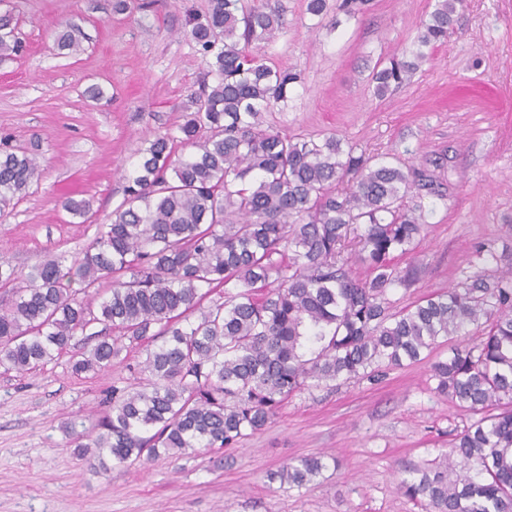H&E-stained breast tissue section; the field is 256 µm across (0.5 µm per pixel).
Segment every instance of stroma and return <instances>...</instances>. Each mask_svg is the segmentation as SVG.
I'll list each match as a JSON object with an SVG mask.
<instances>
[{"mask_svg": "<svg viewBox=\"0 0 512 512\" xmlns=\"http://www.w3.org/2000/svg\"><path fill=\"white\" fill-rule=\"evenodd\" d=\"M323 18L306 0H285V34L251 53L299 74L292 99L265 113L289 134L334 133L356 150L391 154L428 169L441 196L423 195L426 225L414 250L393 263L409 286L389 294L394 309L512 267V0H466L446 44L401 87L375 98L377 61L410 44L435 0H370L359 19ZM0 0L23 49L0 61V141L32 153L38 185L0 218V265L24 269L83 251L96 225L124 197L136 150L182 123L214 78L186 35L208 0ZM83 50L60 51V35ZM86 199L78 223L63 203ZM491 255L477 256L478 245ZM431 360L303 390L263 432L237 447L199 448L103 470L75 453L64 430L92 427L113 388L142 361L72 375L67 357L19 375L0 366V512H421L399 483L409 468L438 458L469 412L433 391ZM336 458L306 487L272 472L305 456Z\"/></svg>", "mask_w": 512, "mask_h": 512, "instance_id": "obj_1", "label": "stroma"}]
</instances>
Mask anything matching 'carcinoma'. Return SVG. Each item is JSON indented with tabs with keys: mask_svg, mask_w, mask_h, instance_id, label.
Masks as SVG:
<instances>
[{
	"mask_svg": "<svg viewBox=\"0 0 512 512\" xmlns=\"http://www.w3.org/2000/svg\"><path fill=\"white\" fill-rule=\"evenodd\" d=\"M368 0H343L346 19ZM463 0H436L402 57L377 62L379 98L448 40ZM283 0H209L187 36L215 82L183 122L148 141L125 174L123 201L79 255L57 253L28 271L0 265L11 303L0 312V364L18 373L106 335L71 356L75 374L110 368L144 347L137 387L112 403L80 446L119 466L142 456L230 448L263 431L295 392L426 359L473 326L468 345L431 365L435 392L479 418L441 458L408 470L400 491L424 512H512V269L394 312L388 293L409 274L392 264L425 224L412 188L441 196L423 171L393 156L264 126L299 75L249 52L284 29ZM21 50L0 15V56ZM191 152L176 155L177 147ZM42 177L27 151L0 148V216ZM367 269L359 278L352 265ZM221 291L223 301L202 306ZM113 335H108V332ZM319 457L275 473L301 488Z\"/></svg>",
	"mask_w": 512,
	"mask_h": 512,
	"instance_id": "cac0c4a2",
	"label": "carcinoma"
}]
</instances>
